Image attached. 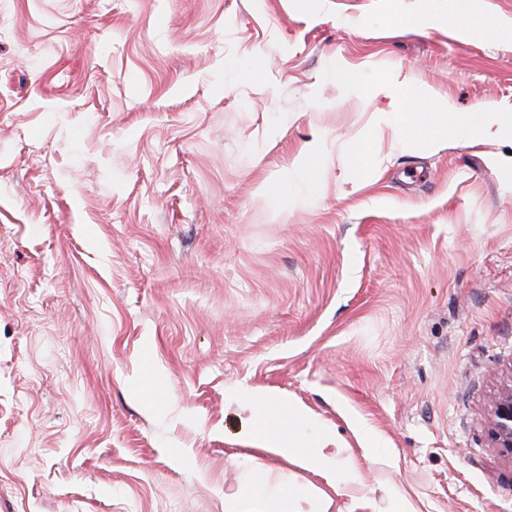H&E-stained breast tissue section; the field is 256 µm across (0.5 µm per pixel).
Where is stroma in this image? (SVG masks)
Returning <instances> with one entry per match:
<instances>
[{"mask_svg":"<svg viewBox=\"0 0 512 512\" xmlns=\"http://www.w3.org/2000/svg\"><path fill=\"white\" fill-rule=\"evenodd\" d=\"M1 28L0 512H512V136L406 138L377 90L508 129L512 0H0ZM491 434L495 448L512 457V388L503 390L491 410ZM257 436L264 444L263 448H277L278 453L286 458H288V455L298 456L302 463L308 468L319 469L324 462L331 461L332 467L330 470L324 469L328 473V479L333 483L336 482L337 485L345 482L346 476L344 469L341 467L337 457L334 458L326 452L328 449L327 443L323 440L318 441L314 448L302 451L301 448H299L300 446L297 440L292 437L285 440L280 439L275 442H271L267 430L261 423L257 430Z\"/></svg>","mask_w":512,"mask_h":512,"instance_id":"obj_1","label":"stroma"}]
</instances>
